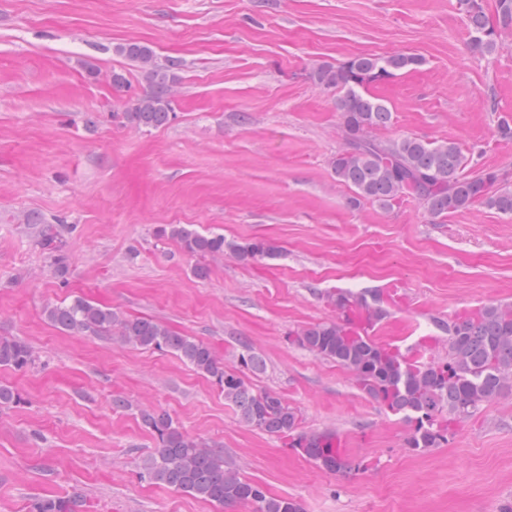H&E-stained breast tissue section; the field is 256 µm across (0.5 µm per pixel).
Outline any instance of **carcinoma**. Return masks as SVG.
Returning <instances> with one entry per match:
<instances>
[{
    "label": "carcinoma",
    "mask_w": 512,
    "mask_h": 512,
    "mask_svg": "<svg viewBox=\"0 0 512 512\" xmlns=\"http://www.w3.org/2000/svg\"><path fill=\"white\" fill-rule=\"evenodd\" d=\"M466 23L471 45L481 54L499 48L503 34L512 29V0H496L489 14L482 0H466ZM120 53L138 63L147 74L149 89L123 113L126 124L157 128L172 117L176 60L162 65L155 52L140 43H127ZM421 60L411 55H361L336 66L322 65L319 82L341 93L337 109L342 117L344 148L332 167L336 179L364 200L381 206L408 196L434 216H447L485 205L512 216V188L491 171L463 173L465 159L452 141L428 142L417 137L384 139L377 131L392 120L387 106L369 94L371 86L411 70ZM161 234L176 240L195 256L260 260L275 248L265 242L245 245L228 242L221 233L203 234L190 225L171 224ZM38 245L51 258L55 275L64 280L69 259L59 234L41 232ZM340 311L356 306L369 319L385 312L383 297L339 292ZM44 314L51 324L72 333H89L122 345L171 352L224 393V401L245 426L288 437L291 446L312 463L331 472L350 468L345 455L333 446V432L297 431L298 414L272 391H253L240 372L224 367V360L207 342L185 336L146 317L121 316L112 308L77 296L69 302L50 303ZM290 341L315 356L347 369L360 390L388 412L404 416L411 432L407 447L434 448L454 428L486 403L512 389V304L490 303L448 324V358L427 364L411 362L371 336L353 334L345 322L330 320L304 327ZM35 350L15 336H0V367L16 372L35 365ZM142 422L157 446L140 461V477L154 484L193 495L212 505L251 504L255 512H301L291 500L267 494L260 485L242 477L224 459V451L195 439L165 412H143ZM79 495L35 500L31 512H77Z\"/></svg>",
    "instance_id": "carcinoma-1"
}]
</instances>
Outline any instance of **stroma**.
<instances>
[{
    "label": "stroma",
    "mask_w": 512,
    "mask_h": 512,
    "mask_svg": "<svg viewBox=\"0 0 512 512\" xmlns=\"http://www.w3.org/2000/svg\"><path fill=\"white\" fill-rule=\"evenodd\" d=\"M129 42L178 62L173 116L148 131L121 119L148 89L119 52ZM362 54L421 59L371 90L393 114L385 137L456 142L466 173L512 185V141L496 134L512 118V50L472 51L462 0H0V336L40 356L32 371L0 368L20 396L0 409V512L75 490L81 512H254L141 480L155 446L145 409L302 512L512 505V393L415 452L407 422L290 341L336 318L330 293L390 289L376 339L402 351L430 341L431 362L448 355L450 320L512 302V217L477 207L437 218L407 197L384 208L337 181L339 92L314 73ZM171 224L276 253L207 264L161 236ZM44 225L61 229L67 279L36 245ZM75 296L203 340L232 369L255 353L264 367L244 370L246 383L281 395L301 431L340 434L369 468L331 473L246 427L172 353L54 327L46 304Z\"/></svg>",
    "instance_id": "1"
}]
</instances>
